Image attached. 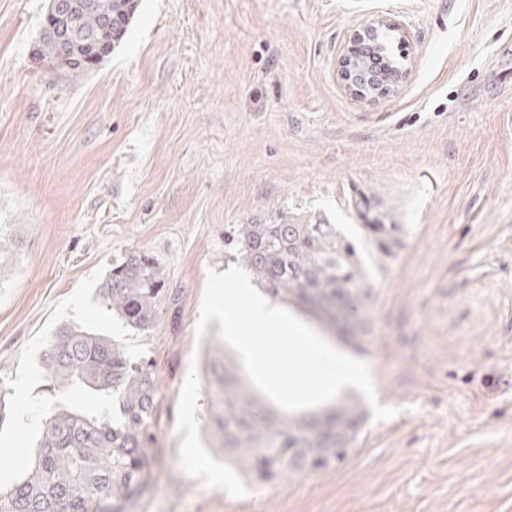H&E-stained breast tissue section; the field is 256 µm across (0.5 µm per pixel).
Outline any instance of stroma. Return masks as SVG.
Returning a JSON list of instances; mask_svg holds the SVG:
<instances>
[{"mask_svg":"<svg viewBox=\"0 0 512 512\" xmlns=\"http://www.w3.org/2000/svg\"><path fill=\"white\" fill-rule=\"evenodd\" d=\"M47 0H0V488L30 468L49 339L83 325L151 358L155 485L135 512H512V0H138L95 70L32 49ZM377 15L408 77L373 103L336 68ZM406 225L374 269L363 344L386 422L326 472L250 487L209 446L196 326L234 224H355L356 192ZM144 250L168 295L149 337L99 288Z\"/></svg>","mask_w":512,"mask_h":512,"instance_id":"1","label":"stroma"}]
</instances>
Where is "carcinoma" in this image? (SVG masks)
<instances>
[{
    "label": "carcinoma",
    "instance_id": "carcinoma-1",
    "mask_svg": "<svg viewBox=\"0 0 512 512\" xmlns=\"http://www.w3.org/2000/svg\"><path fill=\"white\" fill-rule=\"evenodd\" d=\"M74 21L67 35L40 31L37 62L57 65L65 77L94 70L102 60L60 63L87 53L85 45L110 47L127 34L136 0H61ZM112 28H107V20ZM394 29L380 27L362 47L361 61H381L384 72L400 69L391 57ZM358 238L335 224L289 219L277 224H236L229 234L230 259L252 274L263 293L340 324L347 339L368 335L373 319L372 274L359 242L380 260L401 246L405 225L395 224L374 200H354ZM163 270L144 250L112 266L100 288L103 305L126 326L147 336L165 294ZM356 310L347 311L350 300ZM42 372L49 402L28 474L0 490V512H134L151 488L155 458L157 387L153 361L134 357L125 345L80 326L50 339ZM209 430L224 461L254 486L336 468L353 450L365 416L358 402L342 399L321 413L287 417L256 400L224 360L211 366ZM70 394L93 404L65 402Z\"/></svg>",
    "mask_w": 512,
    "mask_h": 512
}]
</instances>
